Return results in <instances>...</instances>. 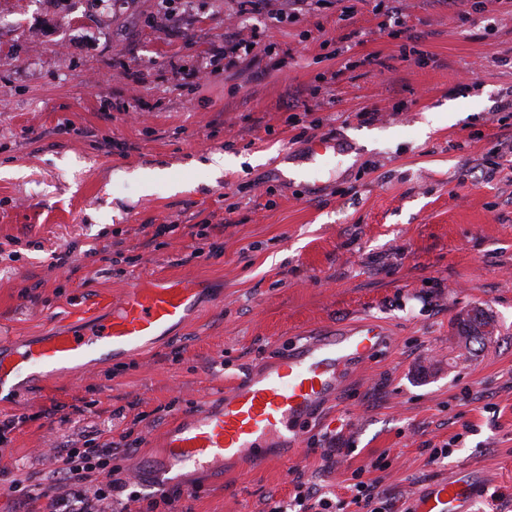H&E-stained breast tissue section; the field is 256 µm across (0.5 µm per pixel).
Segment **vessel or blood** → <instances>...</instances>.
<instances>
[{"label": "vessel or blood", "instance_id": "b4317fda", "mask_svg": "<svg viewBox=\"0 0 512 512\" xmlns=\"http://www.w3.org/2000/svg\"><path fill=\"white\" fill-rule=\"evenodd\" d=\"M201 292L193 278L167 282L127 281L120 302L102 296L82 307L84 325L53 330L35 342L0 344V392H18L68 371L75 362L132 357L173 326L184 323ZM388 338L376 324L359 323L322 336H309L259 371L237 378L224 396L176 420L164 433L156 469L159 488L176 483L189 467L211 469L243 458L264 463L270 444L286 450L301 443L298 424L334 399L345 369L378 352ZM482 481L453 473L428 482L406 503L405 512H474Z\"/></svg>", "mask_w": 512, "mask_h": 512}]
</instances>
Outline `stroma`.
<instances>
[{
  "label": "stroma",
  "mask_w": 512,
  "mask_h": 512,
  "mask_svg": "<svg viewBox=\"0 0 512 512\" xmlns=\"http://www.w3.org/2000/svg\"><path fill=\"white\" fill-rule=\"evenodd\" d=\"M352 5L0 0V242L17 252L0 258V336L74 327L77 308L120 299L132 278L203 282L187 322L136 357L0 394V416L27 417L0 448V512H46L47 450L95 429L143 436L116 462L154 493L145 461L168 425L291 338L360 321L389 340L298 451L187 471L181 500L156 512H267L297 470L345 500L360 467L402 512L466 466L484 482L475 512H512V169L495 113L512 90V0ZM429 112L443 119L426 133ZM319 135L343 155L308 160ZM216 153L231 165L212 170ZM148 168L167 179L146 183ZM205 222L221 251L195 259L190 227ZM115 241L122 260L99 271L90 249ZM474 308L492 339L459 363L455 323ZM329 431L332 466L313 448ZM16 478L29 501L9 492Z\"/></svg>",
  "instance_id": "35a3bbf8"
}]
</instances>
